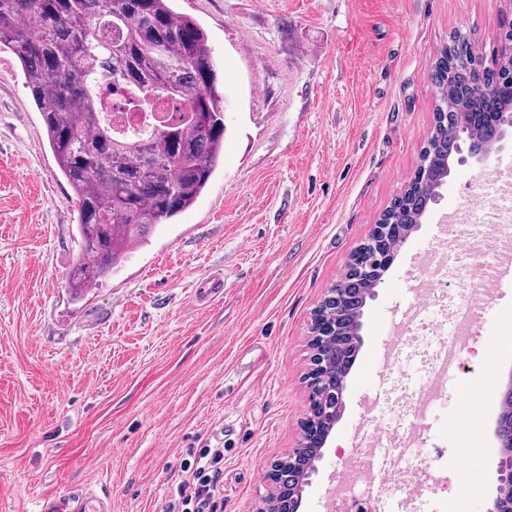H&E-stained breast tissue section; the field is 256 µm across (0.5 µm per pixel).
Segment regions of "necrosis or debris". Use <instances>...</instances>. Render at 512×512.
Segmentation results:
<instances>
[{"instance_id":"obj_1","label":"necrosis or debris","mask_w":512,"mask_h":512,"mask_svg":"<svg viewBox=\"0 0 512 512\" xmlns=\"http://www.w3.org/2000/svg\"><path fill=\"white\" fill-rule=\"evenodd\" d=\"M491 210L470 209L465 229L445 227L435 248L451 267L457 286L442 288L432 277L396 334L391 355L378 378L379 397L370 407V429L354 444L341 474L345 488L335 495L332 512H426L432 471L446 467V450L424 461L422 449L431 425H420V412H431L447 393L457 364L448 352L463 355L469 336L489 306L490 287L498 278L505 251H512V174L500 177ZM388 454L397 475L377 476L370 467L378 453Z\"/></svg>"}]
</instances>
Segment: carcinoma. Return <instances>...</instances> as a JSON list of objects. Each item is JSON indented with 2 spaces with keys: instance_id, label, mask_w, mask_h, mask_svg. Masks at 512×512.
<instances>
[{
  "instance_id": "obj_1",
  "label": "carcinoma",
  "mask_w": 512,
  "mask_h": 512,
  "mask_svg": "<svg viewBox=\"0 0 512 512\" xmlns=\"http://www.w3.org/2000/svg\"><path fill=\"white\" fill-rule=\"evenodd\" d=\"M173 0H0V51L18 60L41 114L56 164L72 190L81 248L67 275L79 298L107 275L146 233L199 199L224 155V77L208 35ZM116 88L110 106L98 92L104 67ZM430 80L438 91L434 126L404 191L378 223L416 226L448 178L455 134L495 148L498 114L512 113V52L496 68L478 71L472 47L453 33L437 52ZM168 123L135 129L112 125L108 112L162 111ZM374 247L352 260L368 273L345 276L330 294L358 296L381 269ZM318 311L344 326L353 306L325 298Z\"/></svg>"
}]
</instances>
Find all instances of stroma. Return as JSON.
<instances>
[{
    "instance_id": "obj_1",
    "label": "stroma",
    "mask_w": 512,
    "mask_h": 512,
    "mask_svg": "<svg viewBox=\"0 0 512 512\" xmlns=\"http://www.w3.org/2000/svg\"><path fill=\"white\" fill-rule=\"evenodd\" d=\"M224 72V160L198 202L151 230L81 299L80 248L21 68L0 54V512L88 488L90 512H165L188 449H224L221 512H256L272 462L309 406L312 313L415 171L433 125L429 69L451 32L493 66L512 0H176ZM512 135L455 165L364 310L345 407L303 493L327 512L379 390L368 363L414 303L445 220L491 206ZM224 292L193 302L202 279ZM512 370V279L494 287L433 440L448 450L432 496L489 512L493 428Z\"/></svg>"
}]
</instances>
